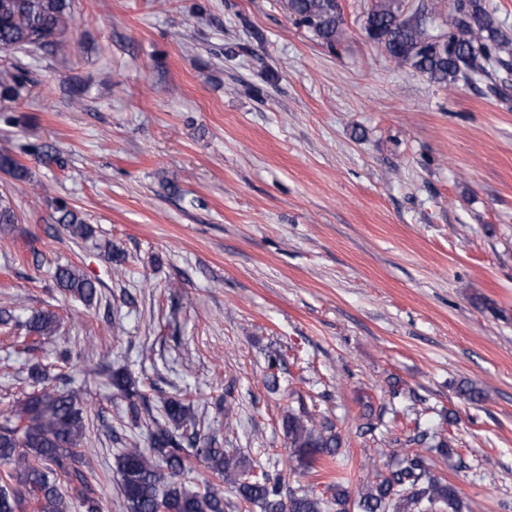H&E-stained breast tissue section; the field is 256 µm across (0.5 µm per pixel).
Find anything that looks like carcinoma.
<instances>
[{
  "label": "carcinoma",
  "instance_id": "obj_1",
  "mask_svg": "<svg viewBox=\"0 0 512 512\" xmlns=\"http://www.w3.org/2000/svg\"><path fill=\"white\" fill-rule=\"evenodd\" d=\"M286 15L316 40L336 44L342 16L338 0H281ZM72 21L71 0H0V51L36 52L58 47ZM369 39L380 45L394 67L408 68L429 81L454 86L472 83L488 68L512 55V38L496 24L480 0H455L454 15L446 32L428 24L423 10L407 15L400 0H375L364 19ZM25 69L14 65L0 69V102H17L30 93ZM0 169L17 180L28 170L17 152L0 148ZM54 222L73 239H87L91 229L62 199L54 201ZM18 223L8 196L0 194V226ZM57 288L86 303L97 293L95 282L76 268L58 266ZM58 317L37 312L21 321L0 310V324L25 327L30 336H49ZM31 391L16 405L0 413V512H101L94 497L99 478L93 469L78 467L85 439L84 389L60 384L59 375L39 362L28 369ZM116 394L128 400L133 413L146 402L138 383L124 369L112 372ZM283 428L289 448L306 468L320 459L335 458L341 438L332 422L307 411H288ZM148 446L125 448L115 458L120 493L126 512H224V491L208 483L188 489L183 476L192 471L191 459L222 480L236 498L261 512H464L456 486L439 474L419 452L406 451L399 466L387 475L377 474L355 499L341 484L324 498L302 487L288 489L262 470L250 472L215 438L196 429V417L185 399L161 401L160 417L151 418Z\"/></svg>",
  "mask_w": 512,
  "mask_h": 512
}]
</instances>
